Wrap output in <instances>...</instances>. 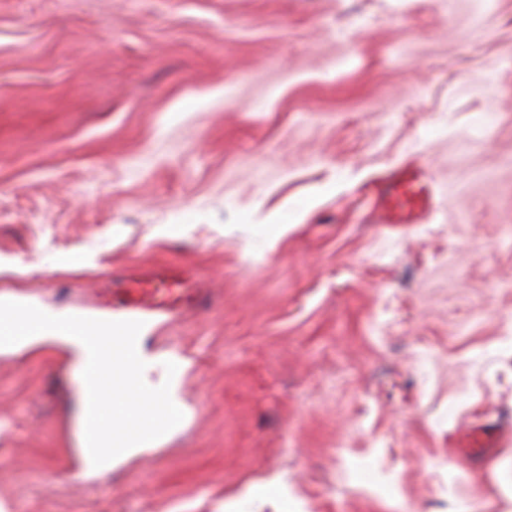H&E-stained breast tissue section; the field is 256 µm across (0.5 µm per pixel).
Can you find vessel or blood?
Segmentation results:
<instances>
[{
	"label": "vessel or blood",
	"instance_id": "b4317fda",
	"mask_svg": "<svg viewBox=\"0 0 512 512\" xmlns=\"http://www.w3.org/2000/svg\"><path fill=\"white\" fill-rule=\"evenodd\" d=\"M378 220L383 224H413L430 206L432 195L420 167L409 164L395 172L386 182L372 186ZM166 292L158 294L151 279L134 278L123 288L119 301L130 314L144 311L167 312L184 297L183 276L173 270L166 274ZM88 356L82 372L81 392L84 401L85 448L87 455L100 452L103 437L112 434V397L103 390L109 373L108 349L95 338H87Z\"/></svg>",
	"mask_w": 512,
	"mask_h": 512
}]
</instances>
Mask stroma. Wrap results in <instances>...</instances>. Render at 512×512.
I'll use <instances>...</instances> for the list:
<instances>
[{
	"label": "stroma",
	"instance_id": "obj_1",
	"mask_svg": "<svg viewBox=\"0 0 512 512\" xmlns=\"http://www.w3.org/2000/svg\"><path fill=\"white\" fill-rule=\"evenodd\" d=\"M0 294L149 326L187 409L88 474L70 354L0 353V512H512V0H0ZM388 183L381 181L370 189L375 197L379 223L416 224L419 215L432 202L421 168L408 164L395 172ZM166 283V293L159 297L158 292L153 287L152 278H134L127 282L123 288L119 301L120 307L132 315L140 312L151 311L166 313L179 302L183 300V275L172 270L164 277Z\"/></svg>",
	"mask_w": 512,
	"mask_h": 512
}]
</instances>
